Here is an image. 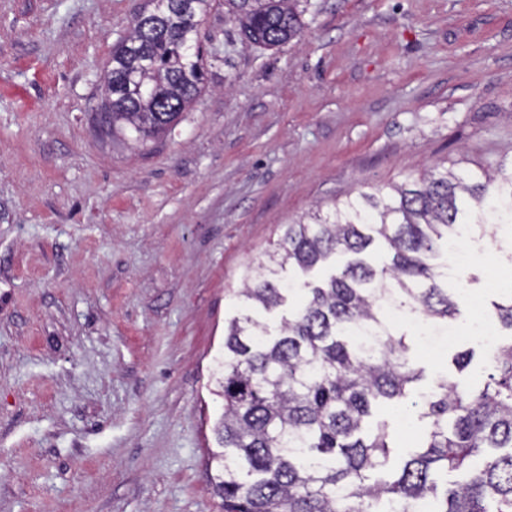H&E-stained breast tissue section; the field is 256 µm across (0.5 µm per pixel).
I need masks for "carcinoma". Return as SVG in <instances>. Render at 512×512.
Returning a JSON list of instances; mask_svg holds the SVG:
<instances>
[{"instance_id":"1","label":"carcinoma","mask_w":512,"mask_h":512,"mask_svg":"<svg viewBox=\"0 0 512 512\" xmlns=\"http://www.w3.org/2000/svg\"><path fill=\"white\" fill-rule=\"evenodd\" d=\"M297 0H225L250 43L278 47L301 36ZM212 0H165L142 13L112 51L98 123L113 135L130 129L144 146L178 120L204 88L207 58L200 26ZM466 224H512V160L473 168L435 165L419 178L374 193L351 192L323 214L286 225L238 293L242 312L224 326L214 372L224 414L215 427L214 491L223 512H512V290L487 306L508 338L487 353L482 386L448 375L419 403L423 377L399 320L443 332L463 297L448 287L440 242ZM377 240L391 252L375 267L365 253ZM344 254L328 278L296 288L303 274ZM281 313L272 328L261 314ZM421 410L429 429L387 479L386 422L366 428L372 407ZM467 479L438 494L448 473Z\"/></svg>"}]
</instances>
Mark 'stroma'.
Wrapping results in <instances>:
<instances>
[{"label": "stroma", "mask_w": 512, "mask_h": 512, "mask_svg": "<svg viewBox=\"0 0 512 512\" xmlns=\"http://www.w3.org/2000/svg\"><path fill=\"white\" fill-rule=\"evenodd\" d=\"M150 0H0V512H220L224 324L270 242L350 190L512 157V0H299L261 49L214 0L205 87L152 150L101 139ZM489 296L512 226L466 239Z\"/></svg>", "instance_id": "1"}]
</instances>
